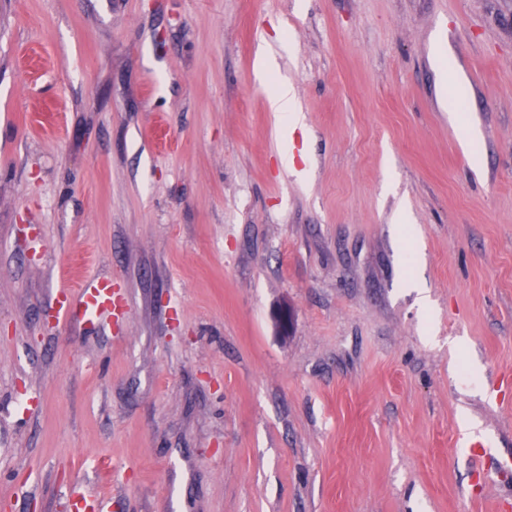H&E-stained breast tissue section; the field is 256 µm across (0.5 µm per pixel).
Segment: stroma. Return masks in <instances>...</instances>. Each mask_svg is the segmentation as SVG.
Segmentation results:
<instances>
[{
    "instance_id": "35a3bbf8",
    "label": "stroma",
    "mask_w": 512,
    "mask_h": 512,
    "mask_svg": "<svg viewBox=\"0 0 512 512\" xmlns=\"http://www.w3.org/2000/svg\"><path fill=\"white\" fill-rule=\"evenodd\" d=\"M464 411L512 457V0H0V512H512ZM268 105L271 112H275L277 118L289 119L295 126L300 115L297 110V101L292 87L286 82L276 81L268 97ZM119 307L111 280L86 279L77 299L70 290L59 289L54 310L58 322H62L69 319L78 308L91 319H103L112 317Z\"/></svg>"
}]
</instances>
